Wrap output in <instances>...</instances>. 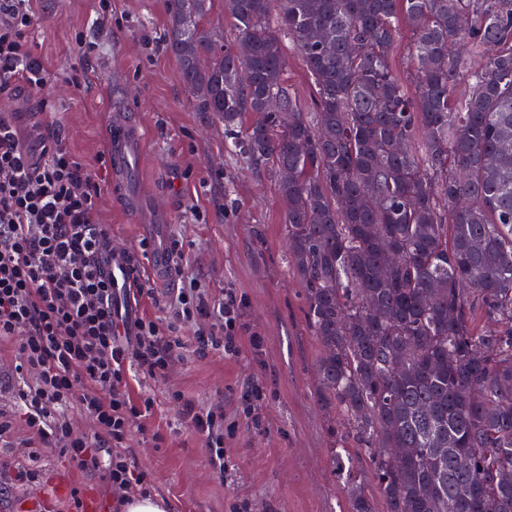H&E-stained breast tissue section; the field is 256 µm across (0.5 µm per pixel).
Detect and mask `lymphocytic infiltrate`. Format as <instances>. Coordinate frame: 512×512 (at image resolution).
Instances as JSON below:
<instances>
[{"mask_svg":"<svg viewBox=\"0 0 512 512\" xmlns=\"http://www.w3.org/2000/svg\"><path fill=\"white\" fill-rule=\"evenodd\" d=\"M34 0H0V93L23 83L46 94L48 71L29 38ZM101 187L87 164L58 136L43 140L31 162L12 121L0 118V341L18 344L19 377H33L18 396L31 433L62 448L88 471L103 470L115 507L147 494L144 477L124 444L154 413L150 397L132 398L127 366L151 377L165 374L188 348L238 356L248 333L233 292L209 304L196 279H184L165 318L139 316L122 337L112 309L114 285L101 264L111 241L98 223ZM79 405L95 423L90 436L74 435L68 409ZM183 419L202 438L211 467L225 473L224 410L186 400Z\"/></svg>","mask_w":512,"mask_h":512,"instance_id":"1","label":"lymphocytic infiltrate"}]
</instances>
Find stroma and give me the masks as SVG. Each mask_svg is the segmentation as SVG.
Instances as JSON below:
<instances>
[{
  "label": "stroma",
  "instance_id": "obj_1",
  "mask_svg": "<svg viewBox=\"0 0 512 512\" xmlns=\"http://www.w3.org/2000/svg\"><path fill=\"white\" fill-rule=\"evenodd\" d=\"M36 9L31 39L52 77L49 111L63 140L105 181L108 169L98 156L107 115L132 114L145 136L133 179L170 210L167 227L180 244L182 276L196 278L210 302L228 289L241 296L244 323L263 339L260 351L246 343L233 359L220 350L186 351L154 378L130 366L131 394L156 401L146 431L126 442L151 495L165 500L168 512H229L236 501L250 512H346L348 473L376 493L364 457L351 455L339 473L330 463L327 423L313 396L318 346L305 322L303 287L289 269L276 179L230 152L223 126L198 111L177 59L165 49V0H112L108 14L98 0H36ZM81 34L95 42L91 54L79 48ZM75 69L84 75L77 88L65 80ZM39 109L26 90L0 95V112L15 114L30 146L46 120ZM150 218L149 209L128 210L120 193L101 197L98 221L110 226L113 244L142 250ZM15 356L14 344H0V420L8 424L0 433V512H26L33 498L48 512H75L77 498L92 502L94 512H111L101 472L82 470L63 449L29 432ZM255 386L263 391L257 428L240 411L243 394ZM176 391L197 405L223 407L232 428L224 436L227 474L212 469L204 442L182 427ZM24 469L36 471L35 481H16Z\"/></svg>",
  "mask_w": 512,
  "mask_h": 512
}]
</instances>
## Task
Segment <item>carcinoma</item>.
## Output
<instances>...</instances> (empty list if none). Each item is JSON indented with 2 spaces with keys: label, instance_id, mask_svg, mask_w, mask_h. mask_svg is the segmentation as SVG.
<instances>
[{
  "label": "carcinoma",
  "instance_id": "cac0c4a2",
  "mask_svg": "<svg viewBox=\"0 0 512 512\" xmlns=\"http://www.w3.org/2000/svg\"><path fill=\"white\" fill-rule=\"evenodd\" d=\"M209 8L166 0L167 47L286 203L331 461L364 454L386 512H512V0H224L222 46ZM403 25L412 91L391 68ZM349 506L376 512L354 482ZM202 25L209 30L216 31L224 36V41L234 38L235 30L230 19L224 12V0H212L210 10L202 22ZM285 46L288 85L293 91L301 110L303 112H315L313 88L305 63L289 45L288 40L285 41Z\"/></svg>",
  "mask_w": 512,
  "mask_h": 512
}]
</instances>
